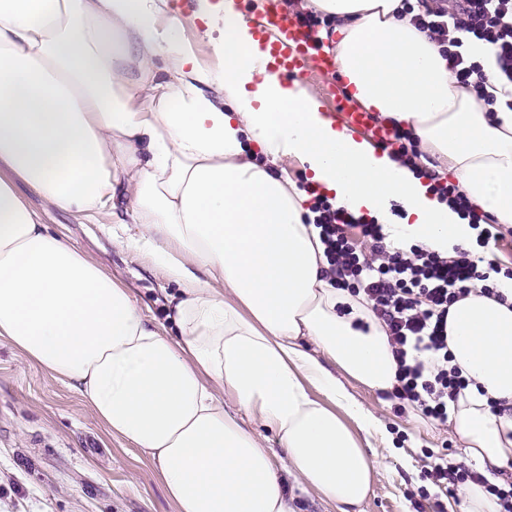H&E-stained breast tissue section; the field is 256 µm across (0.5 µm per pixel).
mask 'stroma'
I'll return each instance as SVG.
<instances>
[{
	"instance_id": "1",
	"label": "stroma",
	"mask_w": 512,
	"mask_h": 512,
	"mask_svg": "<svg viewBox=\"0 0 512 512\" xmlns=\"http://www.w3.org/2000/svg\"><path fill=\"white\" fill-rule=\"evenodd\" d=\"M173 12L191 13L178 27L181 40L200 65L219 71L205 24L194 18L195 0H169ZM50 231L98 264L114 283L127 288L145 313L165 323L171 285L134 254L113 244L103 225L59 211L31 197ZM349 393L374 413L394 439L385 448L363 437L368 453L384 467L358 512H466L456 492L423 485L434 456L459 457L452 429L425 419L384 393L343 377ZM425 487L422 496L410 490ZM0 512H175L142 450L110 437L86 402L61 380L30 362L0 339Z\"/></svg>"
}]
</instances>
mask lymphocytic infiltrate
<instances>
[{"label": "lymphocytic infiltrate", "instance_id": "f902f5d3", "mask_svg": "<svg viewBox=\"0 0 512 512\" xmlns=\"http://www.w3.org/2000/svg\"><path fill=\"white\" fill-rule=\"evenodd\" d=\"M412 21L447 40L448 68L460 87L479 93L493 78L512 84V0H428ZM452 27L494 47L496 74L464 57L458 40L448 36ZM315 211L331 280L352 296H363L386 330L397 365L390 398L447 424L449 402L469 385L449 364L448 308L483 280L477 262L464 251L450 260L421 245L407 252L392 249L381 225L325 200ZM362 240L369 243L370 255L360 250Z\"/></svg>", "mask_w": 512, "mask_h": 512}]
</instances>
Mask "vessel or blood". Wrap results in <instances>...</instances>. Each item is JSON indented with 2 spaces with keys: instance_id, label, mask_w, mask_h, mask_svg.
<instances>
[{
  "instance_id": "obj_1",
  "label": "vessel or blood",
  "mask_w": 512,
  "mask_h": 512,
  "mask_svg": "<svg viewBox=\"0 0 512 512\" xmlns=\"http://www.w3.org/2000/svg\"><path fill=\"white\" fill-rule=\"evenodd\" d=\"M258 29L270 36V51L274 58V72L309 82L315 75L328 74L333 70L332 59L315 32H312L296 16L268 4L257 12ZM329 101L344 116L349 128L369 130L373 140L382 147L395 146L397 140L392 127L373 123L371 114L363 110L354 96L340 83H333Z\"/></svg>"
}]
</instances>
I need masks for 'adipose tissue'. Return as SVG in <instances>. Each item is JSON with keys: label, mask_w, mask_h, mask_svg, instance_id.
Here are the masks:
<instances>
[{"label": "adipose tissue", "mask_w": 512, "mask_h": 512, "mask_svg": "<svg viewBox=\"0 0 512 512\" xmlns=\"http://www.w3.org/2000/svg\"><path fill=\"white\" fill-rule=\"evenodd\" d=\"M303 6L333 25L337 78L376 120L408 131L417 157L338 127L299 83L267 73L269 51L235 0H198L196 18L219 31L217 72L179 40L169 0H0V339L141 449L176 512H294L290 477L350 512L382 466L360 437L388 443L385 427L334 372L387 391L396 362L367 308L328 277L314 198L382 225L395 247L450 259L477 242L464 210L512 231L505 89L492 109L459 87L401 0ZM160 59L172 79H158ZM286 158L309 190L280 169ZM434 160L465 208L440 200ZM21 183L58 210L111 215L113 242L175 284L174 334L50 232ZM496 290L448 314L450 363L470 380L451 419L484 477L459 489L468 512H500L485 485L512 466V279Z\"/></svg>", "instance_id": "1"}]
</instances>
